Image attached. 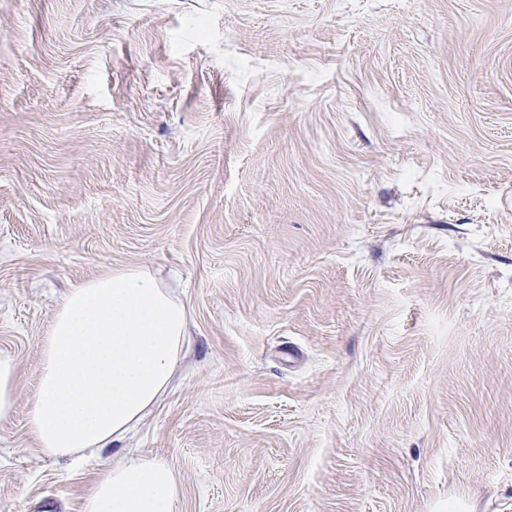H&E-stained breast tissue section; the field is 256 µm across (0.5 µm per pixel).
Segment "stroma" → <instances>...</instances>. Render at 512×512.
Here are the masks:
<instances>
[{"label": "stroma", "instance_id": "35a3bbf8", "mask_svg": "<svg viewBox=\"0 0 512 512\" xmlns=\"http://www.w3.org/2000/svg\"><path fill=\"white\" fill-rule=\"evenodd\" d=\"M189 308L81 469L26 428L71 284ZM0 512L125 453L179 512H512V0H0ZM15 367L11 358L0 355V419L7 418L15 405Z\"/></svg>", "mask_w": 512, "mask_h": 512}]
</instances>
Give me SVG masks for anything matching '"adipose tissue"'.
<instances>
[{"label":"adipose tissue","instance_id":"ef3b65f1","mask_svg":"<svg viewBox=\"0 0 512 512\" xmlns=\"http://www.w3.org/2000/svg\"><path fill=\"white\" fill-rule=\"evenodd\" d=\"M187 309L147 266L72 285L41 348L27 427L45 454L94 458L125 439L186 357ZM179 482L159 457L97 470L83 512H177Z\"/></svg>","mask_w":512,"mask_h":512}]
</instances>
